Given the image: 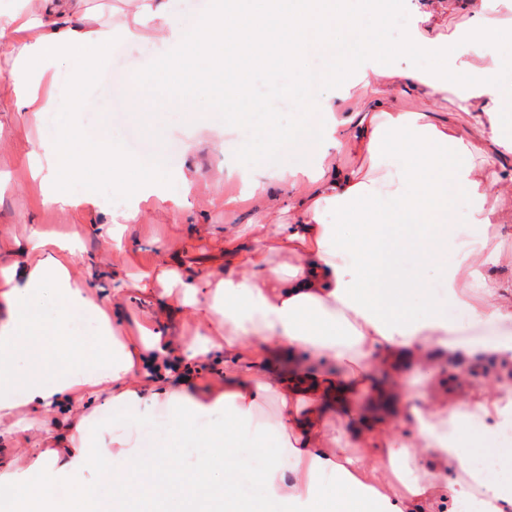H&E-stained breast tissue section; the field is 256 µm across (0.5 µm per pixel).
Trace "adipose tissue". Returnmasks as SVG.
Returning a JSON list of instances; mask_svg holds the SVG:
<instances>
[{"label": "adipose tissue", "mask_w": 512, "mask_h": 512, "mask_svg": "<svg viewBox=\"0 0 512 512\" xmlns=\"http://www.w3.org/2000/svg\"><path fill=\"white\" fill-rule=\"evenodd\" d=\"M83 2L37 0L33 9L0 10V44L15 55L13 107L29 122L61 106L62 97L43 90L58 82L59 61L82 63L66 95L78 102L88 71L102 66L118 41L157 39L162 53L140 73L141 87L167 74L179 76L180 90L187 91L215 75L248 108L250 75L266 64L268 50L288 58L327 42L337 26H360L359 14L343 0H305L303 11L291 0H210L191 28L179 23L174 0H132L131 22L85 29L77 22ZM456 11V0H436L434 11H415L400 46L379 29L342 58L330 85L340 90L379 81L390 90L367 99L360 112H337L332 96H305V110L326 115L309 141V163L300 176L272 173L282 195L252 223L225 234L230 268L185 274L165 262L154 284L143 286L147 304L176 297L197 324L193 343L173 345L157 324L129 338L96 283L75 273L78 237L34 228L18 244L17 261L0 260V433L21 437L32 457L30 475L13 484L14 512H126L133 498L143 512H198L201 504L215 512H260L245 510L239 500L235 437L263 430L260 413L271 397L282 449L267 462L261 484L265 501L280 512H458L472 498L482 512H512V477L497 472L512 463V448H483L480 454L496 465L477 468L463 446L473 433L491 436L512 427V340L464 339L455 323L434 313L407 317L403 307L414 284L396 265L399 254L417 255L471 321H512V290L484 271L500 254L488 235L494 214L489 191L512 161V83L496 79L498 58L482 69L471 65L486 56L488 45L512 37V0H480L449 35L431 27L434 14ZM221 45L229 47L228 58L212 56ZM403 55L438 57L444 64L404 68ZM400 95L414 97L417 110L396 109ZM447 96L476 112L485 148L431 122V105ZM42 149L36 176L44 204L98 207L92 189L74 196L68 187L101 168L110 173V192L126 201L124 223H136L142 203L163 196L153 172L72 131L54 134ZM342 149L366 157L368 171L336 166ZM459 194L471 202L467 228L450 219ZM281 206L290 223L276 219ZM277 252L291 256V263L275 262ZM47 292L57 301L50 317L38 307ZM76 312L95 320L93 341L70 333ZM273 349L291 357L311 354L334 364L336 373L297 372L254 385ZM219 352L238 382L190 388L176 381L180 363L204 364ZM476 361L495 363L501 375L491 395L470 400L448 401L432 390L411 405L407 384L383 388L368 379L379 364L401 375L412 367L430 374L440 363L458 373ZM146 365L164 373L161 389L148 396L137 382ZM363 392L390 406L388 425L362 418L341 436L330 435L329 408L349 409ZM106 406L126 410L129 427L144 409L170 408L177 440L192 435L196 420L217 406L224 409V425L203 435L211 456L185 485H172L174 462L166 448L156 449L148 465L152 477L141 485L132 473L143 464L134 435L95 451L83 438L91 410ZM28 412L41 417V431L26 424ZM118 456L131 464L130 472L114 471ZM50 471L67 480L65 502L57 500Z\"/></svg>", "instance_id": "adipose-tissue-1"}]
</instances>
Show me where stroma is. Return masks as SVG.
Masks as SVG:
<instances>
[{
	"mask_svg": "<svg viewBox=\"0 0 512 512\" xmlns=\"http://www.w3.org/2000/svg\"><path fill=\"white\" fill-rule=\"evenodd\" d=\"M412 19V14L397 2L390 18H383L378 12L367 13L361 29L337 27L330 41L300 62L309 76L307 93L335 95L325 78L364 33L384 26L391 44L398 45ZM155 53L156 47L151 43L138 46L115 43L110 65L90 73L86 93L77 107L55 114L53 122L39 130L28 124L25 113L11 107L12 57L0 55V254L8 255L15 240L25 239L33 225L58 236L79 233L81 250L75 258V271L92 272L101 295L106 298L112 295L113 275H120L126 288L124 296L117 300V312L131 326L148 319L146 307L136 299L144 273L152 271L164 258L181 261L193 273L209 269L224 258L225 231L249 223L255 211L268 201L267 193L250 190L227 175L229 167L238 160L242 146L250 147L258 163L281 153L285 156V167L299 169L308 162L302 137L322 120L321 113L303 111L301 100L280 95V85L291 78L288 69L274 75L258 71L251 77V97L258 105L257 111L242 118L234 131L225 136L223 148H215L210 142V131L223 127L227 115L234 110L233 98H226L224 105L218 106L213 102L211 88L199 87L188 94L183 111L175 112L167 105L175 87L166 81L160 82L155 90L133 97L132 79ZM335 97L337 111L356 112L362 107L359 91ZM73 123L78 125L82 136H89L97 128L106 129L112 133L108 146L119 148L123 143L135 141L145 154L161 160L155 171L166 181L167 199L144 203L138 222L129 225L126 238L137 247L136 255L130 260H116L103 241L101 227L112 221L111 206L103 203L92 210L43 206L38 185L29 175L28 156L38 151L40 140L51 136L56 127ZM267 125L283 130L284 138H260L258 127ZM184 168L196 173L188 191L184 190L179 176ZM492 194L499 203L498 223L502 229L496 242L504 255L492 274L508 287L512 285V181L495 186ZM227 197L233 198L234 203L226 208L222 201ZM400 267L408 277H422L426 286L425 292L408 299L405 306L408 315L422 318L432 310L447 313L448 302L433 271L418 270L413 257L408 255L401 256ZM496 375V368L476 362L467 368L465 379H450L448 370L443 369L433 378L416 376L415 387L424 389L434 379L447 384L449 397L473 398L483 394ZM137 436L140 451L147 457L153 449L171 447L184 478L192 475L206 453L202 446L186 440L170 445L167 413L163 410L153 420L143 423ZM279 446L278 431L272 425L259 438L247 434L239 438L237 457L243 470L244 498H257V477Z\"/></svg>",
	"mask_w": 512,
	"mask_h": 512,
	"instance_id": "stroma-1",
	"label": "stroma"
}]
</instances>
